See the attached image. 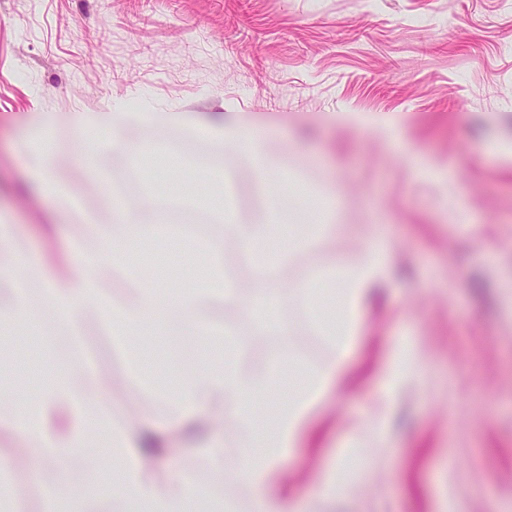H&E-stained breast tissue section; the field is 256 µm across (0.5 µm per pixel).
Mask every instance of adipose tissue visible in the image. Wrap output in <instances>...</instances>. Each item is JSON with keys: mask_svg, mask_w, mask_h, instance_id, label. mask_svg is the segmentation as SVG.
<instances>
[{"mask_svg": "<svg viewBox=\"0 0 512 512\" xmlns=\"http://www.w3.org/2000/svg\"><path fill=\"white\" fill-rule=\"evenodd\" d=\"M224 143L247 154L255 180L265 181L271 159L262 145L261 133L237 130L225 137ZM279 206L278 197H271L266 211L229 227L260 271L292 258L291 251L282 246L275 217ZM112 211L122 224L121 236H113L108 224L86 225V235L94 247L82 254L78 264L70 266L64 279L48 282L42 302L44 310L68 323L77 319L109 322L113 339L119 344L134 330L174 329L179 335L196 337L204 345L226 347L223 331L211 326L200 313L208 302H228L235 297V281L224 273L223 256L206 242H191L190 251L207 258L204 274L199 277L193 269H186L188 289L168 295L159 285L162 274L158 269L135 266L129 261L145 240L160 236V225L140 223L125 205L117 202L113 203ZM15 239L13 226L0 224V284L9 290L8 297L0 301L1 336L6 335L10 325L31 315L27 295L14 275L15 268L25 265L30 272L38 270L29 253L15 249ZM389 266L388 241L376 232L368 238L359 262L309 274L299 284L297 293L309 304L317 323L324 318L321 305L328 289H336L341 319L328 336L336 347L337 359L327 368L306 375L298 389L297 402L276 427L273 449L260 448L251 400L279 376V369L254 374L243 371L232 356H225L219 363L204 357L190 385L182 391L171 432H178L184 423L213 411L230 413L238 419L243 434L236 453L243 460L245 477L256 492L255 512H302L296 501L276 491L274 475L286 450L296 447L309 409L324 396L349 358L360 333L368 292L387 274ZM116 271L124 272L133 284L131 293L118 303L112 301L107 284ZM105 395L94 369L76 371L60 366L45 388L13 408L11 425L16 433L47 453L84 452L92 435L107 442L121 455V463L113 473L112 491L121 500L123 512H188L193 497L191 483L179 476L161 474L149 465L132 445L135 423H115L102 404ZM55 413L71 417L72 426L62 432L49 431L46 420Z\"/></svg>", "mask_w": 512, "mask_h": 512, "instance_id": "obj_1", "label": "adipose tissue"}]
</instances>
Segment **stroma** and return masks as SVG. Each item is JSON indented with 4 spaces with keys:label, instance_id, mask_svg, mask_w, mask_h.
<instances>
[{
    "label": "stroma",
    "instance_id": "1",
    "mask_svg": "<svg viewBox=\"0 0 512 512\" xmlns=\"http://www.w3.org/2000/svg\"><path fill=\"white\" fill-rule=\"evenodd\" d=\"M112 109L172 121L98 133L93 117ZM199 123L262 131L276 189L309 191L326 238L257 277L224 205L245 220L268 194L222 135L197 138ZM36 143L64 178L65 208L28 188ZM111 192L142 223L203 224L239 289L209 319L232 329L239 364L257 372L335 361L295 289L361 260L381 229L393 273L277 483L305 512H512V0H0V223L60 266L90 248L85 224L112 223ZM22 278L34 313L0 338V411L32 391L17 366L46 380L91 358L115 416L170 421L182 373L167 338L131 337L158 382L145 387L103 324L45 323V281ZM262 288L279 291L271 326L252 314ZM33 336L52 342L41 352ZM287 401L283 375L256 396L255 421L273 429ZM214 435L232 448L240 428L213 417L155 468L191 480L194 512H253L237 459L213 462ZM0 448L33 460L20 472L0 463L12 512H43L55 495L80 512H119L113 496L85 493L112 482L116 460L99 448L64 461L5 430ZM330 469L341 484L323 495Z\"/></svg>",
    "mask_w": 512,
    "mask_h": 512
}]
</instances>
